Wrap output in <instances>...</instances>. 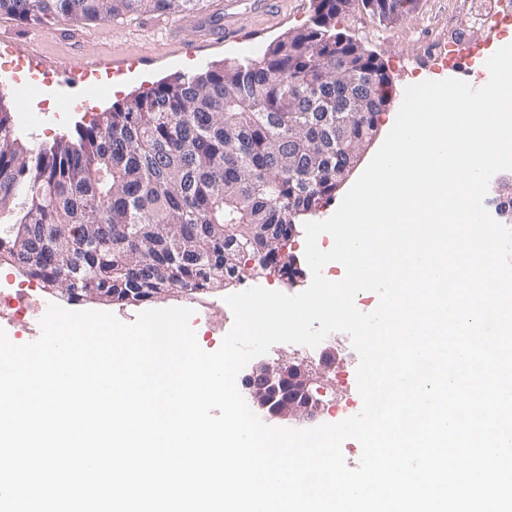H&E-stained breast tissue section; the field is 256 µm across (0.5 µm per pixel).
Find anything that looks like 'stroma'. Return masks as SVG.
Masks as SVG:
<instances>
[{"label": "stroma", "instance_id": "stroma-1", "mask_svg": "<svg viewBox=\"0 0 512 512\" xmlns=\"http://www.w3.org/2000/svg\"><path fill=\"white\" fill-rule=\"evenodd\" d=\"M223 10L224 0H201L197 15L186 18L152 14L85 23L60 16L47 28L23 26L0 16V33L29 49L33 68L53 75L47 85L25 87L15 57L0 56V101L15 111L16 135L32 146L52 143L89 122L91 104L106 109L125 95L149 90L175 75L259 53L279 36L304 26L312 14V0H288L287 10L267 18L239 42H205L197 26L199 18ZM464 20L455 0H417L410 14L393 22L379 21L359 7L341 21L339 31L375 54L391 78L392 98L380 117L376 141H383L393 127L408 86L450 77L476 88L487 83L483 61L452 72L430 56L436 41ZM134 72L144 74V82L129 84L122 92L100 91L103 80Z\"/></svg>", "mask_w": 512, "mask_h": 512}]
</instances>
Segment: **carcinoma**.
I'll use <instances>...</instances> for the list:
<instances>
[{"instance_id":"carcinoma-1","label":"carcinoma","mask_w":512,"mask_h":512,"mask_svg":"<svg viewBox=\"0 0 512 512\" xmlns=\"http://www.w3.org/2000/svg\"><path fill=\"white\" fill-rule=\"evenodd\" d=\"M353 0L261 55L178 75L37 148L0 105V264L69 303L146 304L254 275H302L288 241L326 206L391 101L385 64L337 29ZM382 21L416 0H361ZM200 0H0L45 27L174 13Z\"/></svg>"}]
</instances>
